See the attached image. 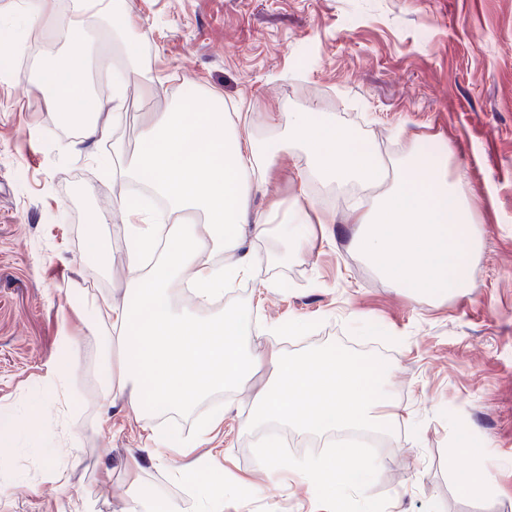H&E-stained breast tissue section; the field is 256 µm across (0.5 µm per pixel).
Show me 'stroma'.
Masks as SVG:
<instances>
[{
    "mask_svg": "<svg viewBox=\"0 0 512 512\" xmlns=\"http://www.w3.org/2000/svg\"><path fill=\"white\" fill-rule=\"evenodd\" d=\"M21 6L0 0V68L14 73L0 80V414L26 427L0 442L13 459L0 472V512H72L77 502L113 512L127 494L124 465L159 421L107 405L88 334L94 317L76 307L80 293L121 296L131 276L123 217L112 209L129 185L99 160L116 140L134 152L152 113L195 93L253 113L241 130L259 148L272 135L261 113L310 106L387 159L427 141L451 148L449 173L464 175L475 193L473 290L417 300L383 279L352 244L345 209L359 188L301 184L307 160L293 153L252 191V213L273 197L300 199L336 221L317 230L299 260H273V241L248 239L257 280L272 289L262 294L245 280L228 302L256 316L252 349L265 348L269 325L299 322L303 335L280 339L288 354L330 349L391 367L399 421L382 435L386 451L370 482L342 490L346 512H512V0H125L157 92L143 99L130 81L126 109L96 142L61 124L27 83L35 31ZM98 212L106 223L92 224ZM91 232L103 245L98 263L83 256ZM66 332L81 342L53 389L47 376ZM45 393L46 405L31 410ZM249 398L226 391L171 414V434L189 442L214 408L224 409L210 446L194 452L223 449L225 480L236 487L224 512H330L304 477L264 469L261 430L246 424ZM463 428L484 444L480 461L495 493L470 498L453 485ZM180 463H141L157 512L170 501L191 504L174 477Z\"/></svg>",
    "mask_w": 512,
    "mask_h": 512,
    "instance_id": "35a3bbf8",
    "label": "stroma"
}]
</instances>
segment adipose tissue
Wrapping results in <instances>:
<instances>
[{"label": "adipose tissue", "mask_w": 512, "mask_h": 512, "mask_svg": "<svg viewBox=\"0 0 512 512\" xmlns=\"http://www.w3.org/2000/svg\"><path fill=\"white\" fill-rule=\"evenodd\" d=\"M69 13L62 25L50 0H27L29 25L51 32L68 48L60 59L36 61L32 82L62 122L78 126L83 138L104 139L110 128L101 116L123 110L130 77L138 78L148 97L155 82L138 23L122 0H69ZM101 20L120 41L126 66L105 99L91 90L87 72L92 66L113 70L112 47L102 46L93 57L82 51ZM275 124L284 135L270 139L259 153L240 135L223 98L191 97L181 111L160 113L146 124L130 162L113 170L114 178L146 183L149 193L116 202L128 260L137 273L134 282L119 298L80 299L96 319L90 333L97 338L99 382L113 401L127 403L133 412H168L245 386L268 368L272 378L251 397L252 423L269 429L289 424L321 436L349 429L388 431L398 420L388 365L326 350L287 354L278 344L277 325L270 328L267 347L254 353L240 308L228 306L212 316L200 309L223 298L235 283L253 279L248 235L273 236L283 258H303L312 248L313 225L303 204L284 210L275 202L260 216L250 215L252 189L292 150L306 155L309 177L363 188L349 208L359 229L356 246L383 278L414 298H444L473 287L471 264L478 248L473 189L462 176H449L443 144L422 146L407 161L392 163L319 113L281 112ZM156 199L165 202L160 217L152 207ZM183 284L193 294L187 306L176 305L172 296ZM223 422V413H216L193 443L180 447L168 435L148 434L149 460L165 462L173 449L185 458L177 474L195 491V512H224L223 469L212 468L202 487L198 466L190 461ZM457 449L468 458L454 472L458 490L468 496L493 492L491 475L474 463L479 448L467 433H459ZM262 460L273 474L288 469L316 476L319 490L329 495L361 483L375 467L370 458L347 465L341 448L319 459L283 463L279 439L271 432Z\"/></svg>", "instance_id": "1"}]
</instances>
